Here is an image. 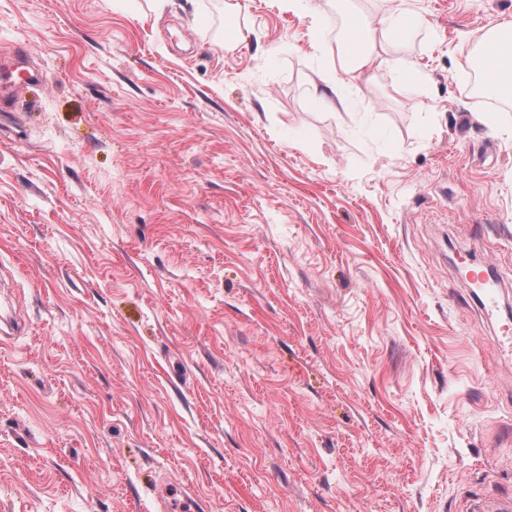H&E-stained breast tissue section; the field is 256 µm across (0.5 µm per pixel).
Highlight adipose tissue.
I'll return each instance as SVG.
<instances>
[{"label": "adipose tissue", "instance_id": "1", "mask_svg": "<svg viewBox=\"0 0 512 512\" xmlns=\"http://www.w3.org/2000/svg\"><path fill=\"white\" fill-rule=\"evenodd\" d=\"M429 20L406 5L361 23L354 14L346 15L347 38L356 40L357 51L340 50L333 70L312 85V94L322 104L333 108L341 105V77L345 74L371 73L390 63L389 49L397 35H408L429 29ZM479 63L484 74L481 94L498 98L512 92V21L491 25L478 38Z\"/></svg>", "mask_w": 512, "mask_h": 512}]
</instances>
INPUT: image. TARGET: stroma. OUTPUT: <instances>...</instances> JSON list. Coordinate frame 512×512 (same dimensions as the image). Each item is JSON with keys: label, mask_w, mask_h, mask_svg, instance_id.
<instances>
[{"label": "stroma", "mask_w": 512, "mask_h": 512, "mask_svg": "<svg viewBox=\"0 0 512 512\" xmlns=\"http://www.w3.org/2000/svg\"><path fill=\"white\" fill-rule=\"evenodd\" d=\"M390 5L0 0L43 76L0 110V512L512 505V103L468 63L512 0H412V69L320 106ZM471 283L476 286L475 295L489 317H493L498 305L500 279L488 265H476L470 269Z\"/></svg>", "instance_id": "obj_1"}]
</instances>
